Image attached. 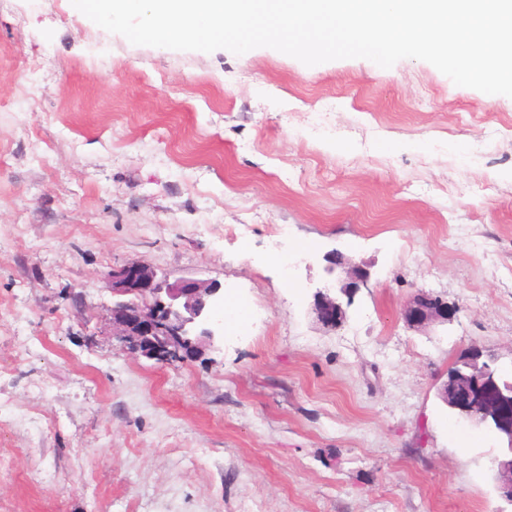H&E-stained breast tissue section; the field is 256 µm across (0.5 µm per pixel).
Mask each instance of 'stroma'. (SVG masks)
<instances>
[{"mask_svg":"<svg viewBox=\"0 0 512 512\" xmlns=\"http://www.w3.org/2000/svg\"><path fill=\"white\" fill-rule=\"evenodd\" d=\"M335 251L370 279L328 330ZM136 260L246 321L180 362L123 351L103 276ZM420 292L456 317L409 328ZM475 349L512 383V98L0 0V512H512V440L438 394ZM331 288L319 290L314 295L313 313L318 321L331 328L339 327L346 318V311L336 299V293H331Z\"/></svg>","mask_w":512,"mask_h":512,"instance_id":"stroma-1","label":"stroma"}]
</instances>
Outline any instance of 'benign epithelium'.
Instances as JSON below:
<instances>
[{"instance_id":"obj_1","label":"benign epithelium","mask_w":512,"mask_h":512,"mask_svg":"<svg viewBox=\"0 0 512 512\" xmlns=\"http://www.w3.org/2000/svg\"><path fill=\"white\" fill-rule=\"evenodd\" d=\"M330 270L345 267L340 290L346 295L367 285L370 273L356 264H345L342 255L327 256ZM105 282L117 297L110 309L112 339L121 349L158 363L186 359L213 345L224 310V289L215 281L181 278L173 282L159 279L152 265L132 261L110 270ZM318 321L339 327L346 311L330 289L314 295L312 307ZM457 314V308L426 293L416 294L404 307L403 318L416 329L445 324ZM480 353L463 361L451 382L439 389L442 400L461 412L466 420L478 424L488 418L509 437L512 449V383L499 386L487 365L479 364ZM499 490L512 502V457L497 462Z\"/></svg>"}]
</instances>
